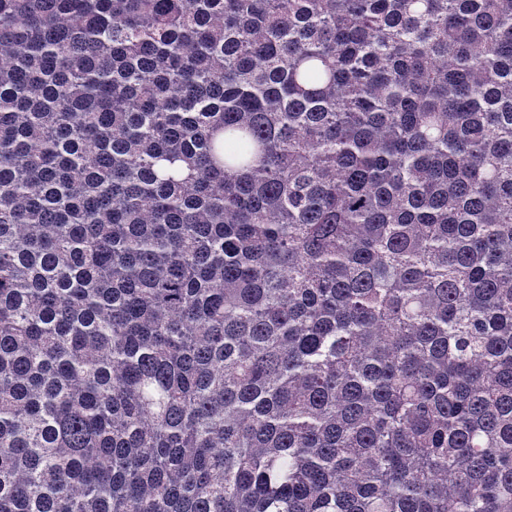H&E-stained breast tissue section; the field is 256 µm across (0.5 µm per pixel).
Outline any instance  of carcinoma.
<instances>
[{
	"label": "carcinoma",
	"mask_w": 512,
	"mask_h": 512,
	"mask_svg": "<svg viewBox=\"0 0 512 512\" xmlns=\"http://www.w3.org/2000/svg\"><path fill=\"white\" fill-rule=\"evenodd\" d=\"M0 512H512V0H0Z\"/></svg>",
	"instance_id": "1"
}]
</instances>
